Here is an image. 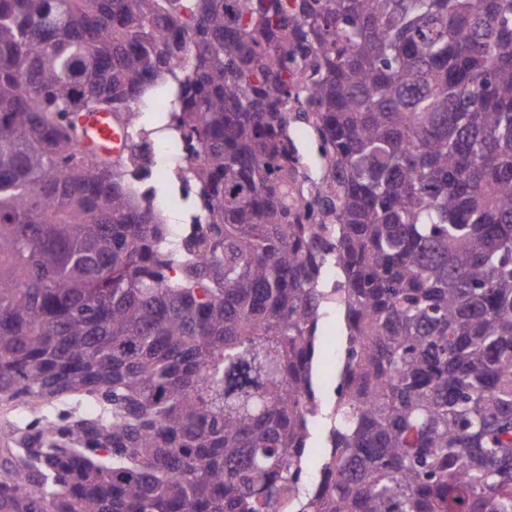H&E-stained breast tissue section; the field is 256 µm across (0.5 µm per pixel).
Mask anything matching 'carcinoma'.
<instances>
[{"label":"carcinoma","mask_w":512,"mask_h":512,"mask_svg":"<svg viewBox=\"0 0 512 512\" xmlns=\"http://www.w3.org/2000/svg\"><path fill=\"white\" fill-rule=\"evenodd\" d=\"M0 512H512V0H0ZM173 85V82L167 78L149 90L145 97L146 106L139 111L141 114L136 128L145 129L149 137L156 142H162L174 135L169 128ZM84 129L80 147L85 152L115 153L120 147V136L112 125L110 112H84L80 118ZM164 146L166 147V158L160 148L159 157L157 159L158 167L153 179L149 181V184L154 187L157 198L167 200V205L161 211L166 223L180 224L171 227L172 235L183 236L194 224L195 214L190 215L187 224H182L184 222L185 211L190 208L189 201H192V198L186 200L175 192V187L165 176L164 169L166 168V161H168V169L170 171L186 166L189 164V157L185 145L180 139H169ZM172 219L176 220L174 221ZM343 316L340 311L327 310L319 324V351L317 358L316 385L320 390L322 398V417H326L333 404L336 391V375L338 371V360L343 352ZM336 341H338L336 346ZM334 388V390H333ZM329 392V394H327ZM334 392V394H333ZM312 438L309 442V449L306 455L305 471H306V482L311 484L313 482L317 471L319 470L322 460L326 455L328 448L327 446V421L326 418H320L317 420L312 430Z\"/></svg>","instance_id":"carcinoma-1"}]
</instances>
